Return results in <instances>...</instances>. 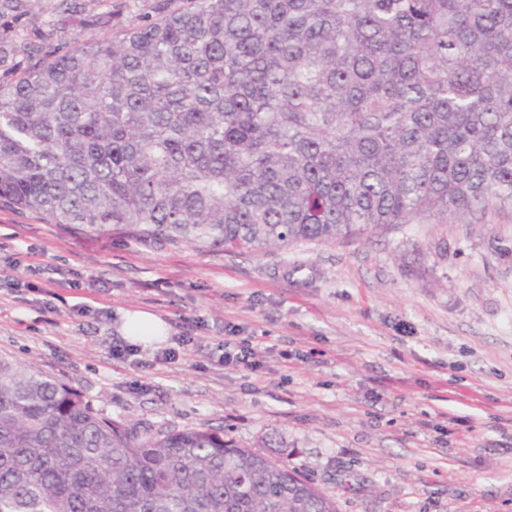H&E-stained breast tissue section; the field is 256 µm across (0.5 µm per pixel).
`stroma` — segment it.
Instances as JSON below:
<instances>
[{
    "label": "stroma",
    "instance_id": "35a3bbf8",
    "mask_svg": "<svg viewBox=\"0 0 512 512\" xmlns=\"http://www.w3.org/2000/svg\"><path fill=\"white\" fill-rule=\"evenodd\" d=\"M154 2L112 0L103 28L53 0L0 19L54 21L50 52L121 36ZM135 311L188 337L178 359L115 355ZM247 337L261 368L221 364ZM1 359L122 423L287 457L339 512H512V209L256 252L90 236L0 201Z\"/></svg>",
    "mask_w": 512,
    "mask_h": 512
}]
</instances>
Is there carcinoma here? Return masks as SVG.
I'll use <instances>...</instances> for the list:
<instances>
[{
	"label": "carcinoma",
	"mask_w": 512,
	"mask_h": 512,
	"mask_svg": "<svg viewBox=\"0 0 512 512\" xmlns=\"http://www.w3.org/2000/svg\"><path fill=\"white\" fill-rule=\"evenodd\" d=\"M119 39L0 31V200L265 251L512 209V0H182ZM0 512H338L209 427L142 432L0 360Z\"/></svg>",
	"instance_id": "obj_1"
}]
</instances>
